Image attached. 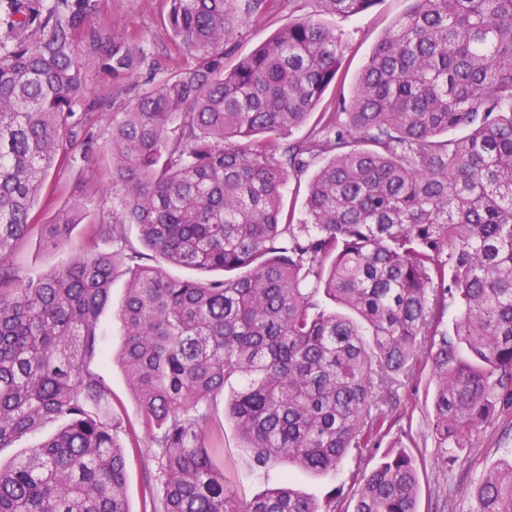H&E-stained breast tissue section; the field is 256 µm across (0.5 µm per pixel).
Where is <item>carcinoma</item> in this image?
I'll use <instances>...</instances> for the list:
<instances>
[{
  "instance_id": "obj_1",
  "label": "carcinoma",
  "mask_w": 512,
  "mask_h": 512,
  "mask_svg": "<svg viewBox=\"0 0 512 512\" xmlns=\"http://www.w3.org/2000/svg\"><path fill=\"white\" fill-rule=\"evenodd\" d=\"M44 2L10 0L12 43L0 41V257L35 233L62 245L89 218L84 199L52 224L32 215L57 160L94 153L92 133L76 141L75 106L101 107L71 55L79 37L102 44L88 26L98 0H54L51 28ZM291 2L166 0L174 49L194 64L112 122V182L124 189L112 240L135 224L169 263L243 274L175 279L135 251L87 249L36 278L0 260V448L62 421L0 464V512H130L121 421L91 368L108 355L99 318L118 265L130 275L124 340L108 356L154 447L163 495L146 481L150 512H336L334 489L318 500L285 483L238 505L224 495V432L208 402L232 379L225 414L256 466L314 475L372 444L427 347L442 453L512 405V0H409L348 96L337 85L347 45L321 15L376 0H316V13L227 64L242 27ZM99 62L114 80L135 64L110 37ZM332 84L339 111L280 141ZM462 127L473 132L448 137ZM323 155L297 220L284 186ZM419 490L414 455L392 446L362 475L353 512H417ZM476 502L512 512V458L482 478Z\"/></svg>"
}]
</instances>
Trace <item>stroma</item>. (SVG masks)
I'll use <instances>...</instances> for the list:
<instances>
[{"instance_id":"stroma-1","label":"stroma","mask_w":512,"mask_h":512,"mask_svg":"<svg viewBox=\"0 0 512 512\" xmlns=\"http://www.w3.org/2000/svg\"><path fill=\"white\" fill-rule=\"evenodd\" d=\"M409 8V0H377L367 11L353 16H327L326 21L344 35L348 50L340 73L341 86L352 88L367 62L377 40L390 30ZM315 0H297L293 11H277L243 27L237 38V55L251 53L288 19L315 12ZM164 0H99L90 24L101 33L124 40L137 59L134 72L116 81L102 66L90 61L86 42L74 41L72 54L85 66V99L101 101V109L89 112L76 106L73 118L77 133L94 132L97 145L91 163L59 164L50 170L46 185L35 207L38 223H53L57 213L68 207L75 195L90 201L89 224H97L96 236H89V224L74 227L66 246L56 247L40 236L25 240L13 253L1 260L13 265L21 277L49 270L93 243L96 251H112L114 245L105 225L111 215L120 213L123 190L112 183L108 142L113 120L118 119L143 90L160 82L171 70L187 67L192 59L177 55L167 31ZM128 276L117 269L112 280L111 305L101 314L102 343L107 350H117L124 330L116 318ZM93 368L112 391V408L124 426L133 427L139 450L127 457V500L130 512H142V489L148 462L150 435L142 425V415L125 374L115 362L104 360ZM433 369L430 353H422L412 379L397 390L392 408L391 426L382 430L375 446L352 452L336 473L312 476L296 474L294 483L305 493L322 497L332 488L342 491L337 502L340 512H352L358 483L354 476L369 471L388 447L396 442L410 448L419 464L420 494L418 512H474V490L480 479L502 460L512 457V407L497 410L493 419L471 430L465 450L440 454L431 427ZM213 418L224 426V447L218 465L224 470V490L235 502L252 499L278 486L288 468L274 464L257 468L251 453L232 422L224 415V400L209 404Z\"/></svg>"}]
</instances>
